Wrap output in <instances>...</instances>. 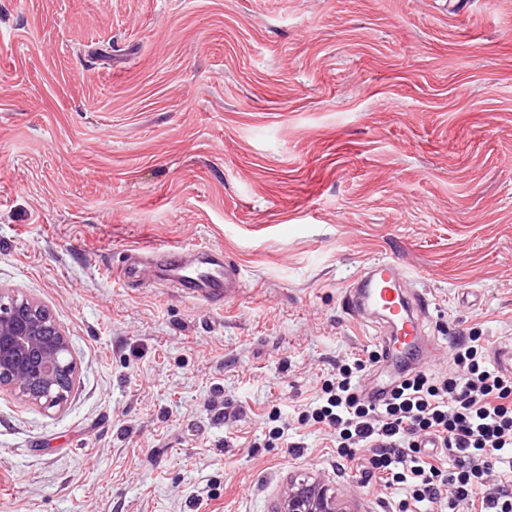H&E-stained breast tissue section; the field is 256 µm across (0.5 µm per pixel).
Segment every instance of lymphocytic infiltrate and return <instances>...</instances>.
Masks as SVG:
<instances>
[{"label": "lymphocytic infiltrate", "instance_id": "obj_1", "mask_svg": "<svg viewBox=\"0 0 512 512\" xmlns=\"http://www.w3.org/2000/svg\"><path fill=\"white\" fill-rule=\"evenodd\" d=\"M473 332L458 340L453 366L436 376L409 370L389 396L368 400L359 385L378 352L338 367L318 401L299 412V425L333 437L343 466L403 490L394 512H512V377L485 355ZM434 439L441 457L427 454Z\"/></svg>", "mask_w": 512, "mask_h": 512}]
</instances>
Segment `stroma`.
I'll return each instance as SVG.
<instances>
[{
  "label": "stroma",
  "instance_id": "35a3bbf8",
  "mask_svg": "<svg viewBox=\"0 0 512 512\" xmlns=\"http://www.w3.org/2000/svg\"><path fill=\"white\" fill-rule=\"evenodd\" d=\"M159 247L245 287L125 283ZM377 259L429 302L422 370L512 336V0H0V286L75 364L62 406L0 393V512H272L303 480L391 512L263 424L374 350L344 297Z\"/></svg>",
  "mask_w": 512,
  "mask_h": 512
}]
</instances>
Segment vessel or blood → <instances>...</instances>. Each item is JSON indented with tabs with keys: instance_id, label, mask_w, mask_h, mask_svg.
<instances>
[{
	"instance_id": "obj_1",
	"label": "vessel or blood",
	"mask_w": 512,
	"mask_h": 512,
	"mask_svg": "<svg viewBox=\"0 0 512 512\" xmlns=\"http://www.w3.org/2000/svg\"><path fill=\"white\" fill-rule=\"evenodd\" d=\"M204 255V261L197 267L184 262V252L180 249L152 252L151 261L163 270L165 282L186 294L206 300L217 293L228 300L235 298L244 286L241 265L220 249H205ZM407 278L403 267L382 259L373 263L367 277L356 279L345 296L352 311H359L362 302H370L390 325V334L374 339L382 353L381 364L389 371L398 368L404 356L422 339L426 300L405 293L402 284Z\"/></svg>"
}]
</instances>
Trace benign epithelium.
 Here are the masks:
<instances>
[{"label": "benign epithelium", "instance_id": "1", "mask_svg": "<svg viewBox=\"0 0 512 512\" xmlns=\"http://www.w3.org/2000/svg\"><path fill=\"white\" fill-rule=\"evenodd\" d=\"M69 339L48 309L33 298L0 289V391L52 408L74 380ZM275 512H337L335 498L318 483L288 488Z\"/></svg>", "mask_w": 512, "mask_h": 512}]
</instances>
